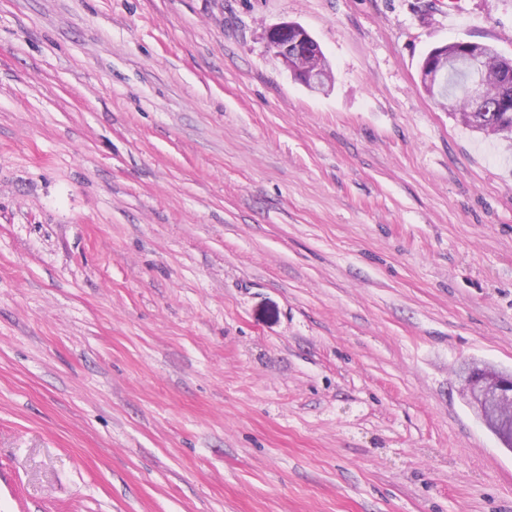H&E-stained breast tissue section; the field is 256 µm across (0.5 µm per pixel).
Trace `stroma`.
Returning a JSON list of instances; mask_svg holds the SVG:
<instances>
[{
  "label": "stroma",
  "instance_id": "stroma-1",
  "mask_svg": "<svg viewBox=\"0 0 512 512\" xmlns=\"http://www.w3.org/2000/svg\"><path fill=\"white\" fill-rule=\"evenodd\" d=\"M462 8L0 0V512H512L456 377L512 369V150L421 74L512 0ZM266 41L294 78L306 88L319 91L324 87L322 69L312 61V50L318 52L321 47L301 25L281 22L267 31Z\"/></svg>",
  "mask_w": 512,
  "mask_h": 512
}]
</instances>
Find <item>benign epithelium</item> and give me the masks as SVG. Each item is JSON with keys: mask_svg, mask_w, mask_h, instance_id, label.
<instances>
[{"mask_svg": "<svg viewBox=\"0 0 512 512\" xmlns=\"http://www.w3.org/2000/svg\"><path fill=\"white\" fill-rule=\"evenodd\" d=\"M268 46L277 57L288 67L296 80L311 91L323 88L324 77L321 67L313 61V52L320 49L318 42L295 22L284 21L270 28L266 33ZM471 44L459 42L456 52L448 55V46L431 50L423 60L422 74L425 87L434 91H442L445 85L448 64L451 62L466 63L478 67L470 54ZM487 110V87L480 76L475 75L469 81L466 94L465 112L474 124L483 121ZM472 405L479 412L488 409L501 412L512 409V372L500 371V378L488 376L469 394Z\"/></svg>", "mask_w": 512, "mask_h": 512, "instance_id": "benign-epithelium-1", "label": "benign epithelium"}]
</instances>
